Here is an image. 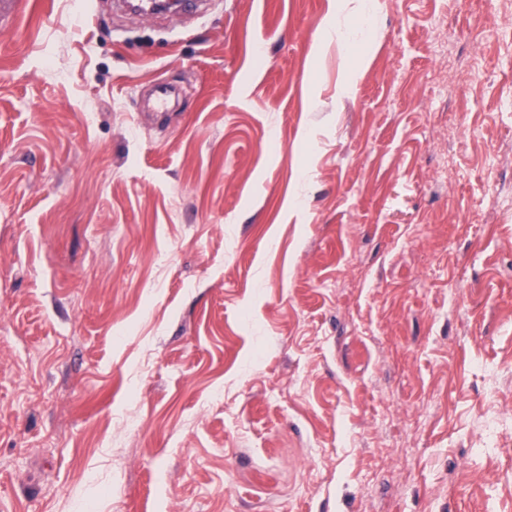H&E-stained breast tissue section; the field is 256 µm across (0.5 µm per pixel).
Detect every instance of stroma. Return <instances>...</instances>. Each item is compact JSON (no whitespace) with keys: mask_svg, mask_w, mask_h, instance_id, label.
Here are the masks:
<instances>
[{"mask_svg":"<svg viewBox=\"0 0 512 512\" xmlns=\"http://www.w3.org/2000/svg\"><path fill=\"white\" fill-rule=\"evenodd\" d=\"M22 2L0 512H512V0Z\"/></svg>","mask_w":512,"mask_h":512,"instance_id":"stroma-1","label":"stroma"}]
</instances>
